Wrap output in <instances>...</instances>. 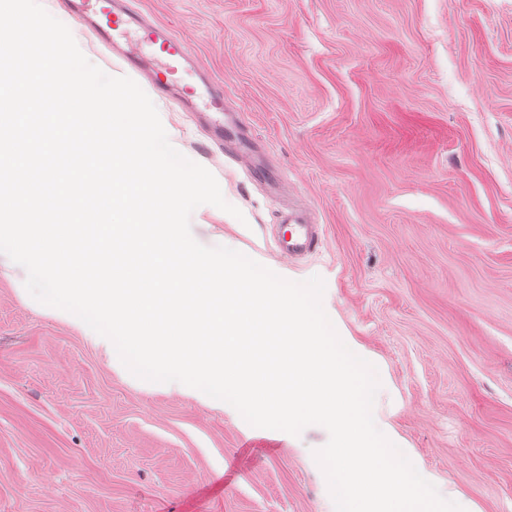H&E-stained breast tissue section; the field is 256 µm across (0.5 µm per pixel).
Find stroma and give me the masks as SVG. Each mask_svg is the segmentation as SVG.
<instances>
[{
	"label": "stroma",
	"mask_w": 512,
	"mask_h": 512,
	"mask_svg": "<svg viewBox=\"0 0 512 512\" xmlns=\"http://www.w3.org/2000/svg\"><path fill=\"white\" fill-rule=\"evenodd\" d=\"M85 57L111 51L49 0ZM181 36L281 175L271 193L169 98L156 108L239 216L193 238L293 281L377 368L376 409L439 494L512 512V0H134ZM322 243L276 252L278 212ZM0 265V512H335L328 431L250 426L147 385ZM288 224V238L277 242V253L281 257L295 259L314 252L320 244V225L313 224L309 213L302 207L289 208L288 214L281 216Z\"/></svg>",
	"instance_id": "obj_1"
}]
</instances>
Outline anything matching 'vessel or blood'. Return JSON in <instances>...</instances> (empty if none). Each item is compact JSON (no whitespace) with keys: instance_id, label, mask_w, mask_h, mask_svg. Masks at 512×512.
I'll return each mask as SVG.
<instances>
[{"instance_id":"vessel-or-blood-1","label":"vessel or blood","mask_w":512,"mask_h":512,"mask_svg":"<svg viewBox=\"0 0 512 512\" xmlns=\"http://www.w3.org/2000/svg\"><path fill=\"white\" fill-rule=\"evenodd\" d=\"M67 7L100 42L111 46L126 68L145 75L161 93L177 94L190 110L197 100H205L209 111L223 114L215 143L225 154L245 160L242 141L250 130L249 124L241 115L226 113L224 94L215 91L211 83L183 84V73L194 69L195 62L180 37L147 22L128 0H68ZM283 221L288 226V235L277 243L280 256L294 259L317 249L320 227L312 223L306 209L290 208Z\"/></svg>"}]
</instances>
